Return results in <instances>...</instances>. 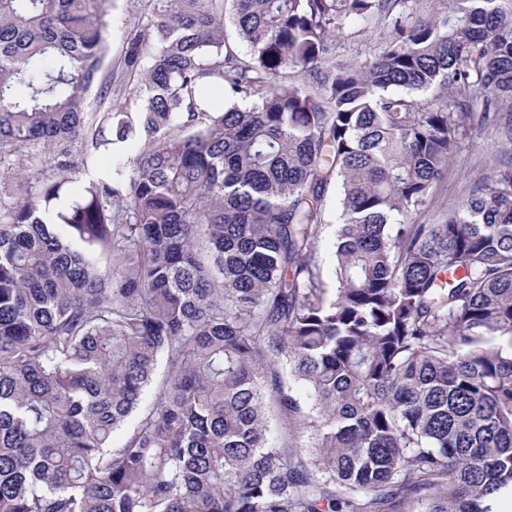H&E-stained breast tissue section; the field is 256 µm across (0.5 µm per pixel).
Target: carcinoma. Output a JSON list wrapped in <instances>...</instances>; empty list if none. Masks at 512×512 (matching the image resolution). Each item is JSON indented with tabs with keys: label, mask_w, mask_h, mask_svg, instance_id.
<instances>
[{
	"label": "carcinoma",
	"mask_w": 512,
	"mask_h": 512,
	"mask_svg": "<svg viewBox=\"0 0 512 512\" xmlns=\"http://www.w3.org/2000/svg\"><path fill=\"white\" fill-rule=\"evenodd\" d=\"M141 2L90 112L112 0H0V512H492L512 151L413 216L475 129L512 142V0ZM386 36L380 28L358 32L357 28L347 29L337 41L336 63L350 64L363 60ZM339 222V212L336 208V184L332 182L325 202V224L315 246V260L323 271L324 280L327 283V288H329V295L333 293V288H335L330 272L332 269L336 228Z\"/></svg>",
	"instance_id": "carcinoma-1"
}]
</instances>
